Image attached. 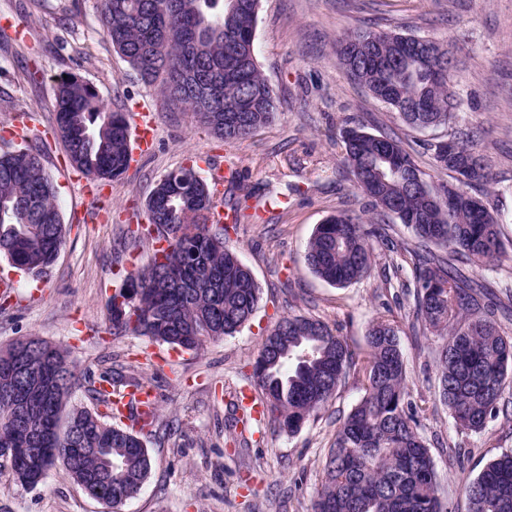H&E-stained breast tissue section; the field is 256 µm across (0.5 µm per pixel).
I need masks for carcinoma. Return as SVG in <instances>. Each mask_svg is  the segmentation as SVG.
I'll use <instances>...</instances> for the list:
<instances>
[{
	"mask_svg": "<svg viewBox=\"0 0 512 512\" xmlns=\"http://www.w3.org/2000/svg\"><path fill=\"white\" fill-rule=\"evenodd\" d=\"M260 0H99L103 35L148 86L197 116L201 127L226 143L251 137L271 123L279 98L254 52ZM412 34L381 27L348 30L336 39L345 75L421 131L456 122L459 104L448 92V50L430 41L418 52ZM54 135L70 166L92 181L124 175L132 162V127L96 87L69 73L59 77L50 105ZM468 130L452 139L458 156L473 163L468 180L440 181L423 191L425 176L401 141L362 129L347 132L343 164L372 213L393 217L413 233L419 258L413 292L418 328L446 337L436 360L437 389L456 427L484 430L496 419L512 376V336L503 334L495 303L479 304L474 288L450 262L464 258L488 269L506 255L502 219L485 223L472 209L445 203L448 192L493 183ZM43 150L22 138L0 154V256L22 274H49L64 244L57 187L43 165ZM215 187L192 164L168 171L151 189L147 212L165 241L151 261L128 271L132 289L123 307L110 306L116 335L145 336L197 353L209 340L232 337L261 302L252 272L225 243L229 230L258 213L227 205L224 222ZM379 225L340 212L317 225L306 252L312 272L346 288L370 274ZM361 364L365 393L336 432L324 465L314 512H447L421 433L426 410L411 400L398 330L385 321L368 334ZM355 361L324 321L288 316L277 321L252 365L260 418L289 434L335 396ZM96 405L129 386L109 372H87ZM79 375L67 352L36 336L0 349V448H17L10 468L20 483L45 475L60 461L90 496L108 504L134 498L151 471L142 438L117 416L71 404ZM467 512H512V452L490 461L465 488Z\"/></svg>",
	"mask_w": 512,
	"mask_h": 512,
	"instance_id": "carcinoma-1",
	"label": "carcinoma"
}]
</instances>
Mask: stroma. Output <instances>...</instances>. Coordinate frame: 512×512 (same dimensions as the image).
<instances>
[{"label": "stroma", "instance_id": "1", "mask_svg": "<svg viewBox=\"0 0 512 512\" xmlns=\"http://www.w3.org/2000/svg\"><path fill=\"white\" fill-rule=\"evenodd\" d=\"M3 21L23 30L0 38V153L15 149L7 133L15 125L27 126L31 142L47 140L43 163L58 187L65 246L49 277L19 276L0 303V347L37 336L66 348L78 372L109 370L152 385L159 412L141 434L152 469L122 512H313L325 456L362 398L363 381L347 374L335 399L296 433L267 422L240 423L236 397L252 387V362L284 315L327 322L361 359L372 323L398 327L411 395L428 408L422 434L439 496L448 512H467L466 486L490 460L512 450V382L505 386L506 411L483 432L454 427L435 394L443 339L412 327L405 287L414 279L407 247L415 239L398 220L383 222L397 251L377 246L369 276L346 288L312 273L306 246L327 217L368 208L341 164L343 128L399 137L431 182L452 178L434 166L431 143L473 129L475 151L495 179L493 203L507 217L501 226L506 255L494 269L467 265L463 271L481 283L484 297L505 302L512 291V0H261L255 52L280 107L270 125L231 144L141 81L102 37L98 0H0ZM365 26L425 36L449 50L462 101L456 125L412 129L346 77L336 37ZM34 63L41 75L31 84L22 72ZM72 71L93 81L113 109L126 112L142 100L153 114L152 146L136 151L122 177L89 187L67 163L61 143L48 137L56 79ZM202 154L214 167L201 169V177L223 176L217 204L274 205L270 220L241 224L227 240L262 289L259 308L238 334L208 341L197 353L113 335L112 295L131 263H148L153 255V242L136 232L147 221L146 198L169 170ZM0 512L112 509L78 486L63 464L28 489L0 463Z\"/></svg>", "mask_w": 512, "mask_h": 512}]
</instances>
